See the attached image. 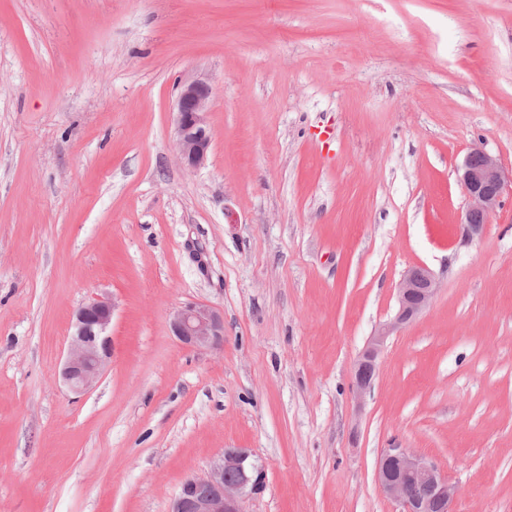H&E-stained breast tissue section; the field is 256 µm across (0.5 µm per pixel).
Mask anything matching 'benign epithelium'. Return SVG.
<instances>
[{"label": "benign epithelium", "instance_id": "1", "mask_svg": "<svg viewBox=\"0 0 512 512\" xmlns=\"http://www.w3.org/2000/svg\"><path fill=\"white\" fill-rule=\"evenodd\" d=\"M213 89L200 79L178 85L176 125L178 159L190 171L203 167L212 144L206 123ZM461 183L468 199L460 223L467 236L479 234L490 214L500 206L505 192H512V178L498 158L480 146L473 147L463 165ZM436 282L422 265L410 268L397 288L399 308L394 319L383 324L363 349L354 372V387L362 398L372 389L377 361L388 338L412 321L430 303ZM114 306L107 296L97 297L77 309L72 335L60 375L69 389L82 394L91 390L111 357ZM171 329L182 343L197 349H214L224 343V317L199 303L182 306L171 318ZM380 490L402 506V512H452L456 488L438 466L408 448H385L376 471ZM262 465L244 448H226L204 477L184 481L170 512H245L247 497L260 487Z\"/></svg>", "mask_w": 512, "mask_h": 512}]
</instances>
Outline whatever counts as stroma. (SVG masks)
Here are the masks:
<instances>
[{
	"label": "stroma",
	"instance_id": "obj_1",
	"mask_svg": "<svg viewBox=\"0 0 512 512\" xmlns=\"http://www.w3.org/2000/svg\"><path fill=\"white\" fill-rule=\"evenodd\" d=\"M475 146L512 170V0H0V512H170L227 448L264 465L247 512H399L392 447L454 512H512V195L466 238ZM416 265L436 293L358 398ZM102 294L112 355L76 394L58 365ZM189 303L221 348L173 335ZM213 89L200 79L178 85L176 98V125L178 159L190 171L203 167L212 144L206 123ZM171 329L182 343L197 349H214L224 343V317L199 303L182 306L171 318ZM376 479L382 493L402 506L400 512H453L456 488L448 476L408 448L383 449Z\"/></svg>",
	"mask_w": 512,
	"mask_h": 512
}]
</instances>
